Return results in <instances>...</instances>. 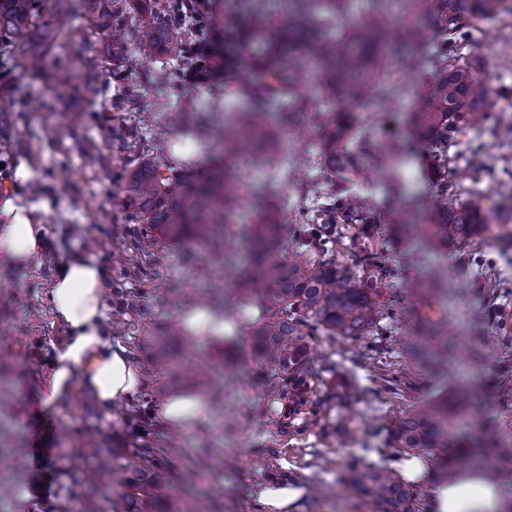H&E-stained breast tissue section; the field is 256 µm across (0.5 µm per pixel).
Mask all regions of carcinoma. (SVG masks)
Instances as JSON below:
<instances>
[{"mask_svg": "<svg viewBox=\"0 0 512 512\" xmlns=\"http://www.w3.org/2000/svg\"><path fill=\"white\" fill-rule=\"evenodd\" d=\"M141 2L142 19L133 29L123 30L132 0H79L96 34L105 40L111 78L121 80L142 65L144 50L172 61L169 77L183 79L190 71L200 83L217 82L240 62L248 72L263 76L251 81L253 99L248 108L205 138L223 163L203 168L190 157L167 167L166 177L150 162L126 173L124 208L148 234L167 243L189 244L205 252L224 249V215L252 193L233 176L231 164L267 168L278 158L288 163L290 125L272 126L269 113L308 122L307 103L297 92L304 74L310 75L319 98L334 103L340 97L356 111L386 112L399 104L400 88L391 67L402 36L392 27L384 0L333 41L321 39L319 32L347 13L348 0H287L286 21L263 20L225 33L224 45H234L242 57L234 55L218 65L209 63L213 50L209 5L188 4L202 20L185 23L175 16L168 0ZM73 8L74 0H55L51 22L42 19V0H0V49H7L18 66L35 67L53 42L55 27ZM400 8L413 19L429 15L436 28L433 41L421 29H409L412 51L401 64L407 71L434 67L410 112L412 135L431 144L440 174V200L432 223L426 225L427 236L446 249H462L491 234L492 225L485 195L472 193L462 199L448 182V149L461 128L481 126L489 111L481 65L460 55V50L479 24L512 14V0H400ZM97 67L93 58L84 65L83 80L90 93L101 88ZM170 122L187 136L203 135L196 111L173 112ZM355 123L349 111L339 113L336 127L323 141L319 170L357 175L375 158L391 175L389 191L399 193L409 144H383L373 126L358 128ZM373 215L374 202L339 191L330 194L306 224L288 223L286 203L279 200L262 208L249 227L251 262L244 270L242 294L259 304L260 314L251 323L248 347L265 370L269 401L282 404L279 425L291 436L305 434L323 418L324 402L315 392L322 368L309 354L314 337L377 336L384 321L391 319L380 302L378 279L357 278L334 255L341 243L342 228L336 223L340 219L362 231L366 265H376L381 246L369 238L375 227ZM291 235L304 254L300 260L283 246ZM190 336L182 324L148 332L143 345L149 361L165 373L171 371ZM428 341L435 346L429 367L448 373V319L437 323ZM176 378L200 393L218 394L214 379L206 373L182 371ZM389 431L394 447L431 460L444 480L466 464L464 449L473 447L448 431L446 402L433 401L402 413ZM107 478L117 487L124 512H173L169 500L159 493L162 479L153 470L130 462L118 476L102 459L92 471L91 484ZM353 483L379 505L380 512H411L410 486L396 470L371 467L357 472Z\"/></svg>", "mask_w": 512, "mask_h": 512, "instance_id": "carcinoma-1", "label": "carcinoma"}]
</instances>
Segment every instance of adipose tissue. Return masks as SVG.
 I'll return each mask as SVG.
<instances>
[{
  "mask_svg": "<svg viewBox=\"0 0 512 512\" xmlns=\"http://www.w3.org/2000/svg\"><path fill=\"white\" fill-rule=\"evenodd\" d=\"M44 228L32 223L13 199L0 201V264L21 265L44 249ZM105 278L92 257L58 265L50 292L56 319L68 330L66 343L53 362L52 395L70 390L75 382L89 387L101 409L136 395L139 369L123 348L112 347L104 335ZM429 512H501V493L480 471L459 472L454 480L434 487Z\"/></svg>",
  "mask_w": 512,
  "mask_h": 512,
  "instance_id": "obj_1",
  "label": "adipose tissue"
}]
</instances>
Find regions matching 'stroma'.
<instances>
[{"label":"stroma","instance_id":"stroma-1","mask_svg":"<svg viewBox=\"0 0 512 512\" xmlns=\"http://www.w3.org/2000/svg\"><path fill=\"white\" fill-rule=\"evenodd\" d=\"M463 52L480 60L492 108L483 130L461 132L450 150L462 176L456 191L463 198L474 191L492 195L494 212H510L512 197L496 189L512 182V15L482 24ZM89 56L104 58L105 49L81 15L61 46L45 52L39 69L23 70L8 55L0 56V199L26 207L45 231L44 253L21 267L0 266V361L9 363L11 380L10 404L0 405V512H123L111 482L90 494L85 476L95 466L87 454L91 448L117 465L135 460L156 469L176 512H193L201 504L207 512H267L259 494L280 486L302 491L287 512H378L355 489L354 473L396 467L400 453L389 445L390 421L412 401L432 398L445 386L464 384L481 394L480 405L462 416L465 431L479 434L488 423L501 445L512 446V237L493 235L443 252L426 249L416 238L397 242L391 229L376 268L387 276L382 302L411 306V284L445 269L455 286L448 298L452 335L483 351L480 365L452 369L444 381L414 370L393 322L379 338L316 337L313 355L324 366L319 396L330 418L324 428L283 436L245 348L259 315L249 303L225 317L223 337L199 340L192 359L199 367L207 358H234L235 373L225 378L223 397L208 401L191 428L173 433L159 415L172 390L149 362L142 338L180 322L211 291L234 296L235 273L246 264L241 239L251 213L229 218L233 262L222 265L148 236L123 208L121 182L126 171L147 160L164 167L192 156L208 164L209 154L170 126L169 112L188 109L227 119L247 96L229 94L220 82H168L159 56L127 74L125 82L140 88L134 98L124 96V82L94 95L78 79L58 80L62 69ZM432 73L426 67L401 74L398 107L359 114V121L375 124L381 140L407 138L409 112ZM126 127L138 129L146 148L128 146L120 136ZM320 146V136L297 134L287 171L240 165L234 171L251 187L286 200L292 218L324 201L336 185L373 200L376 221L388 220L398 205L386 194L387 175L378 169L369 177L316 179ZM22 166L30 170L29 180L18 178ZM434 170L428 145L417 143L402 179L420 225L438 194ZM86 256L95 257L105 274L106 336L124 348L144 380L136 395L107 411L81 386L49 395L51 363L67 338L50 301L56 263ZM41 422L52 425L50 457L42 461L28 454L15 462L8 449L30 451Z\"/></svg>","mask_w":512,"mask_h":512}]
</instances>
